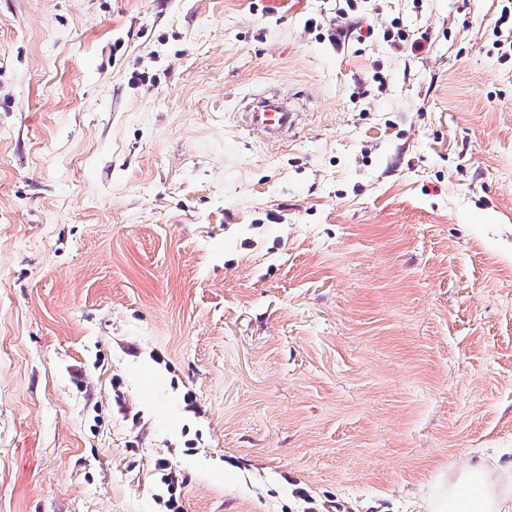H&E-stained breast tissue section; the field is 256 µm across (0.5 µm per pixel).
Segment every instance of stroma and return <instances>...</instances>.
Returning a JSON list of instances; mask_svg holds the SVG:
<instances>
[{
    "instance_id": "35a3bbf8",
    "label": "stroma",
    "mask_w": 512,
    "mask_h": 512,
    "mask_svg": "<svg viewBox=\"0 0 512 512\" xmlns=\"http://www.w3.org/2000/svg\"><path fill=\"white\" fill-rule=\"evenodd\" d=\"M504 4L0 0V512H159L163 461L183 512H426L512 462ZM248 112H242V122L249 130L259 129L269 138H275L291 129L296 116L275 96H258Z\"/></svg>"
}]
</instances>
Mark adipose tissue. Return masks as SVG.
Returning <instances> with one entry per match:
<instances>
[{
    "mask_svg": "<svg viewBox=\"0 0 512 512\" xmlns=\"http://www.w3.org/2000/svg\"><path fill=\"white\" fill-rule=\"evenodd\" d=\"M429 512H512V464H480L439 478Z\"/></svg>",
    "mask_w": 512,
    "mask_h": 512,
    "instance_id": "1",
    "label": "adipose tissue"
}]
</instances>
